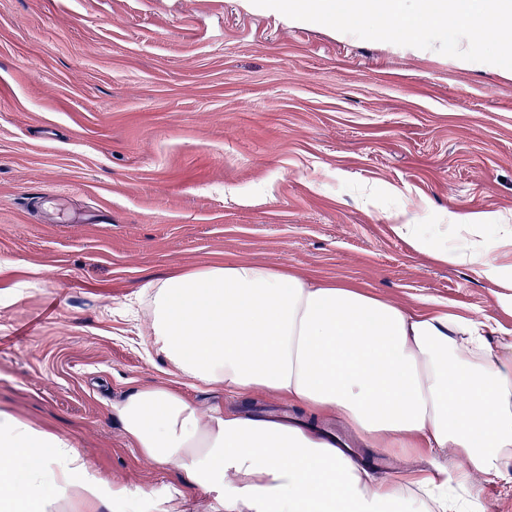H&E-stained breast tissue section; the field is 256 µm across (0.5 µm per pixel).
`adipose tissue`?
<instances>
[{
  "label": "adipose tissue",
  "instance_id": "ef3b65f1",
  "mask_svg": "<svg viewBox=\"0 0 512 512\" xmlns=\"http://www.w3.org/2000/svg\"><path fill=\"white\" fill-rule=\"evenodd\" d=\"M396 230L440 262L496 271L482 245L429 243L407 219ZM144 297L147 345L167 378L110 409L178 487L155 498L104 477L67 433L0 409V512H129L139 500L181 512L195 488L224 512H485L484 482L512 467V340L496 337L492 319L245 262L150 281ZM172 376L339 420L398 465L373 477L324 430L200 408ZM413 456L433 463L411 468Z\"/></svg>",
  "mask_w": 512,
  "mask_h": 512
}]
</instances>
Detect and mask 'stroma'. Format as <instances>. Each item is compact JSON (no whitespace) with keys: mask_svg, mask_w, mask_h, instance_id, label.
Listing matches in <instances>:
<instances>
[{"mask_svg":"<svg viewBox=\"0 0 512 512\" xmlns=\"http://www.w3.org/2000/svg\"><path fill=\"white\" fill-rule=\"evenodd\" d=\"M512 268V78L251 0H0V407L165 495L110 412L163 379L143 286L286 264L409 306L512 296L415 251L402 212ZM465 212H493L473 235Z\"/></svg>","mask_w":512,"mask_h":512,"instance_id":"1","label":"stroma"}]
</instances>
